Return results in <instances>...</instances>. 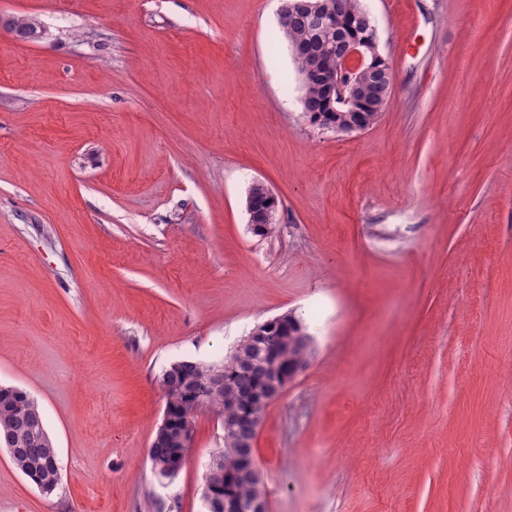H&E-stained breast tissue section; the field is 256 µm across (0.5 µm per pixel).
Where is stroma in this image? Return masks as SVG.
<instances>
[{
    "instance_id": "35a3bbf8",
    "label": "stroma",
    "mask_w": 512,
    "mask_h": 512,
    "mask_svg": "<svg viewBox=\"0 0 512 512\" xmlns=\"http://www.w3.org/2000/svg\"><path fill=\"white\" fill-rule=\"evenodd\" d=\"M361 5L394 98L341 135L279 0H0L51 32L0 27V385L61 466L47 495L0 448V512H205L221 421L157 478L158 379L288 312L316 352L256 440L268 512H512V0ZM251 187L252 191L247 197V210L252 223L250 226L255 234L265 233L270 224H275L277 197L263 182L256 181ZM276 231L275 227H272L266 234L273 235ZM173 451L174 448L170 447L168 443L164 441H160L155 447L150 448L149 460L151 463V469L155 475L162 479H174L182 470L175 472L165 468H160L161 465L168 464Z\"/></svg>"
}]
</instances>
